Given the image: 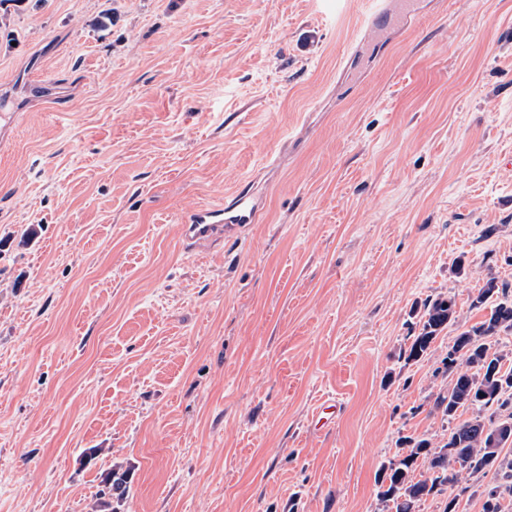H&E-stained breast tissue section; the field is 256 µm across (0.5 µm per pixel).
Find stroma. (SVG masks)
Wrapping results in <instances>:
<instances>
[{"instance_id": "stroma-1", "label": "stroma", "mask_w": 512, "mask_h": 512, "mask_svg": "<svg viewBox=\"0 0 512 512\" xmlns=\"http://www.w3.org/2000/svg\"><path fill=\"white\" fill-rule=\"evenodd\" d=\"M0 0V512H392L512 284V0ZM250 187L260 223L177 218ZM455 320L402 359L413 310ZM335 399L334 422L312 412ZM366 26L370 30L368 40H379L380 34L389 28L407 21L416 15V3L413 0H368Z\"/></svg>"}]
</instances>
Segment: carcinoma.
<instances>
[{"label": "carcinoma", "mask_w": 512, "mask_h": 512, "mask_svg": "<svg viewBox=\"0 0 512 512\" xmlns=\"http://www.w3.org/2000/svg\"><path fill=\"white\" fill-rule=\"evenodd\" d=\"M486 310L484 319L460 332L439 368L451 376L448 392L436 400V408L447 420L456 419L459 410L472 416L455 425L448 440L432 445L427 439L407 437L406 454L382 467L378 477L380 496L392 502L395 512H415L418 504L448 492L444 512H457L460 497L467 488L456 485L455 466L484 474L503 469L501 449L487 448L484 433L502 427L512 428V367L503 356L492 350V339L501 332H512V289L494 277L486 280L473 301ZM455 302L451 298L427 299L411 327L410 345L403 351L407 361H417L430 354L439 334L454 320ZM506 412L494 420L483 416L491 407ZM427 466L430 477H412L418 462Z\"/></svg>", "instance_id": "1"}]
</instances>
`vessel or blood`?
<instances>
[{"instance_id":"obj_1","label":"vessel or blood","mask_w":512,"mask_h":512,"mask_svg":"<svg viewBox=\"0 0 512 512\" xmlns=\"http://www.w3.org/2000/svg\"><path fill=\"white\" fill-rule=\"evenodd\" d=\"M366 25L370 41H378L385 30L407 21L416 14L414 0H368ZM260 205L248 192L241 191L230 204L201 206L179 217L183 235L189 245L230 235L245 225L257 223Z\"/></svg>"}]
</instances>
